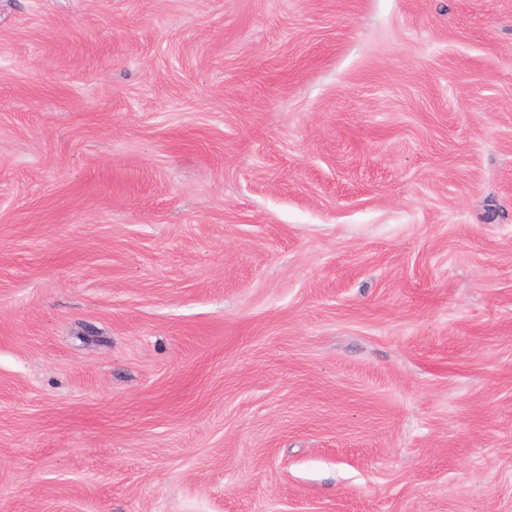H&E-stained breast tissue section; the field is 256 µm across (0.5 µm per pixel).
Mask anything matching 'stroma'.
Listing matches in <instances>:
<instances>
[{
    "instance_id": "35a3bbf8",
    "label": "stroma",
    "mask_w": 512,
    "mask_h": 512,
    "mask_svg": "<svg viewBox=\"0 0 512 512\" xmlns=\"http://www.w3.org/2000/svg\"><path fill=\"white\" fill-rule=\"evenodd\" d=\"M0 512H512V0H0Z\"/></svg>"
}]
</instances>
